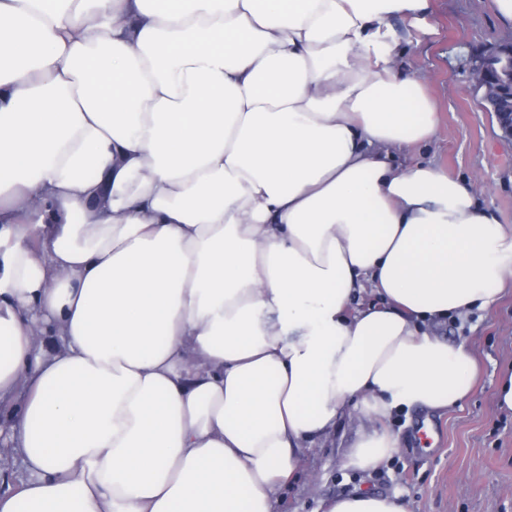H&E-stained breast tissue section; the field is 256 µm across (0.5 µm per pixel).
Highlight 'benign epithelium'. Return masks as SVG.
<instances>
[{
    "label": "benign epithelium",
    "mask_w": 512,
    "mask_h": 512,
    "mask_svg": "<svg viewBox=\"0 0 512 512\" xmlns=\"http://www.w3.org/2000/svg\"><path fill=\"white\" fill-rule=\"evenodd\" d=\"M471 78L482 94L498 100L502 108L496 113L498 127L512 138V40L505 41L491 56L476 59Z\"/></svg>",
    "instance_id": "1"
}]
</instances>
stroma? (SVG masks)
<instances>
[{
	"label": "stroma",
	"mask_w": 512,
	"mask_h": 512,
	"mask_svg": "<svg viewBox=\"0 0 512 512\" xmlns=\"http://www.w3.org/2000/svg\"><path fill=\"white\" fill-rule=\"evenodd\" d=\"M428 21L433 32L408 49L403 65L423 76L439 126L435 141L414 155L472 180L481 206L512 225V139L469 81L474 59L494 51L512 28L500 20L496 0H431ZM437 333L464 343L477 365L466 399L431 416L393 413L387 425L402 447L371 474L346 466L354 426L339 421L303 449V474L283 491L279 512H316L321 500L362 491L401 493L412 512H512V413L496 396L498 378L512 369V287L491 309L449 320Z\"/></svg>",
	"instance_id": "stroma-1"
}]
</instances>
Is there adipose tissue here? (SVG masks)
<instances>
[{"label": "adipose tissue", "mask_w": 512, "mask_h": 512, "mask_svg": "<svg viewBox=\"0 0 512 512\" xmlns=\"http://www.w3.org/2000/svg\"><path fill=\"white\" fill-rule=\"evenodd\" d=\"M429 10L0 0V442L27 472L0 512H278L339 419L372 472L393 412L468 396L435 327L497 304L512 227L406 156L438 130L400 66Z\"/></svg>", "instance_id": "ef3b65f1"}]
</instances>
